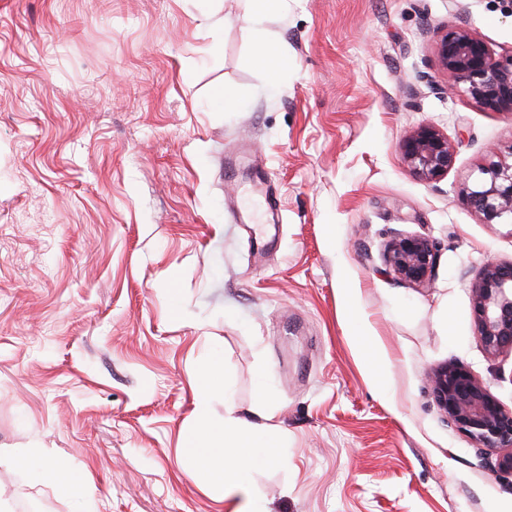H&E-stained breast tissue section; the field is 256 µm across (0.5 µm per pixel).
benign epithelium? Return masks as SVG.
Instances as JSON below:
<instances>
[{
  "mask_svg": "<svg viewBox=\"0 0 512 512\" xmlns=\"http://www.w3.org/2000/svg\"><path fill=\"white\" fill-rule=\"evenodd\" d=\"M438 71L448 85L489 112H512V53L500 55L464 26L443 30L434 44ZM409 171L436 181L453 167L455 150L433 124H421L400 144ZM461 200L485 224L512 226V145L494 151L465 181ZM386 271L413 285L430 287L438 261L436 242L425 234L400 235L384 248ZM471 320L489 355L512 351V261H489L471 282ZM434 401L448 423L477 448H500L494 467L512 473V410L505 409L460 362L434 367L429 376Z\"/></svg>",
  "mask_w": 512,
  "mask_h": 512,
  "instance_id": "obj_1",
  "label": "benign epithelium"
}]
</instances>
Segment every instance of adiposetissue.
Instances as JSON below:
<instances>
[{
	"label": "adipose tissue",
	"instance_id": "ef3b65f1",
	"mask_svg": "<svg viewBox=\"0 0 512 512\" xmlns=\"http://www.w3.org/2000/svg\"><path fill=\"white\" fill-rule=\"evenodd\" d=\"M223 373L220 358H211L197 391L198 425L187 435L185 445L190 450L193 473L203 476L209 486L228 498L236 491L241 471L251 459V434L234 408H225L223 424H213L208 418L210 396L221 384ZM231 448L238 449V456H228ZM35 457L32 450L22 454L0 451V468L32 467L37 482L57 486L72 499L88 500L87 475L69 472L56 463L35 464Z\"/></svg>",
	"mask_w": 512,
	"mask_h": 512
}]
</instances>
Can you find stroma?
<instances>
[{
    "mask_svg": "<svg viewBox=\"0 0 512 512\" xmlns=\"http://www.w3.org/2000/svg\"><path fill=\"white\" fill-rule=\"evenodd\" d=\"M0 0V448L91 475L98 512H512V474L437 408L459 361L512 409L469 283L512 228L459 190L512 115L449 93L436 31L512 51V0ZM277 44L269 72L255 33ZM238 108L213 109L216 88ZM452 142L432 182L404 164L422 123ZM433 238L431 287L385 243ZM285 438L218 500L184 468L195 392ZM75 501L0 469V512Z\"/></svg>",
    "mask_w": 512,
    "mask_h": 512,
    "instance_id": "obj_1",
    "label": "stroma"
}]
</instances>
